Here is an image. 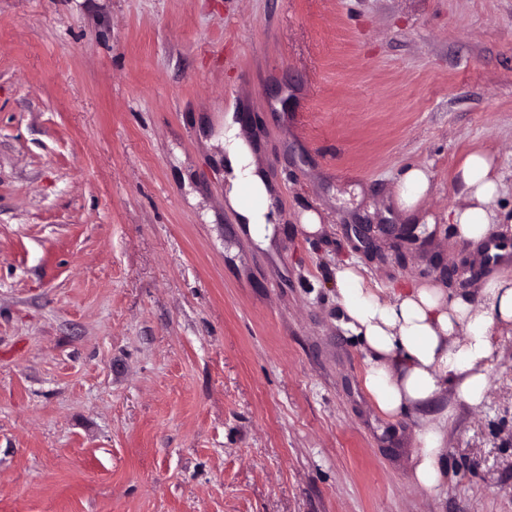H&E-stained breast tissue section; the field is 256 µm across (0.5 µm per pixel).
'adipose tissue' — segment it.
Masks as SVG:
<instances>
[{"mask_svg": "<svg viewBox=\"0 0 512 512\" xmlns=\"http://www.w3.org/2000/svg\"><path fill=\"white\" fill-rule=\"evenodd\" d=\"M224 205L234 211L255 240H263L271 222V187L256 164V145L240 133L234 114L224 118ZM459 191L468 204L449 207L446 220L459 238H487L497 219L489 204L503 187L493 158L474 151L456 170ZM431 175L421 165L399 176L395 200L405 216L434 223L421 203L430 191ZM336 293L347 328L367 354L364 386L371 405L386 417L407 410L425 412L415 433V482L423 488L443 481L439 459L444 451L443 419L428 410L445 391L476 407L490 395L484 371L497 346L493 327L512 328V274H500L480 286L478 302L448 297L433 284L375 288L362 270L350 263L335 273Z\"/></svg>", "mask_w": 512, "mask_h": 512, "instance_id": "adipose-tissue-1", "label": "adipose tissue"}]
</instances>
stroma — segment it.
Returning a JSON list of instances; mask_svg holds the SVG:
<instances>
[{"instance_id":"stroma-1","label":"stroma","mask_w":512,"mask_h":512,"mask_svg":"<svg viewBox=\"0 0 512 512\" xmlns=\"http://www.w3.org/2000/svg\"><path fill=\"white\" fill-rule=\"evenodd\" d=\"M233 103L276 188L267 246L224 210ZM474 150L512 241V0H0V512H512V329L488 401L432 405L425 489L421 415L371 409L334 278L470 300L512 273L445 222L382 230L411 164L431 211L464 204ZM444 426L443 419L427 416L422 427L415 432L418 451L413 477L425 489L438 487L443 481L439 459L444 451Z\"/></svg>"}]
</instances>
